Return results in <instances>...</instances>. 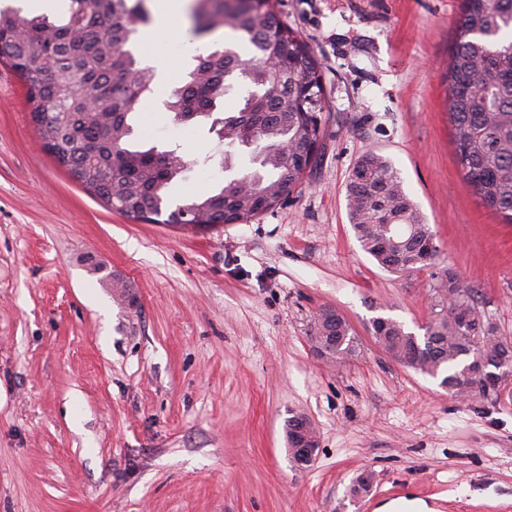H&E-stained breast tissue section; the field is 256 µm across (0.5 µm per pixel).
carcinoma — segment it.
I'll list each match as a JSON object with an SVG mask.
<instances>
[{
	"mask_svg": "<svg viewBox=\"0 0 512 512\" xmlns=\"http://www.w3.org/2000/svg\"><path fill=\"white\" fill-rule=\"evenodd\" d=\"M148 18L143 0H70L64 23L0 8V42L13 48L11 67L30 97L44 102L32 120L47 152L92 197L137 220L155 222L168 206L169 187L199 163L177 148L132 149L138 109L152 92L154 72L140 68L130 45L136 22ZM235 34L222 50L199 52L188 80L165 107L182 125L208 116L223 102L224 171L231 150H250L258 168L231 178L171 210L165 224L210 228L246 223L285 203L321 154L326 109L322 69L306 44L271 10V0H200L188 14V40L220 29ZM245 94L233 95L235 86ZM107 105L87 109L85 96ZM448 114L458 165L485 205L512 224V0H461L448 64ZM352 228L362 247L390 273L437 265L439 248L423 215L405 192L397 169L370 153L355 165L347 186ZM435 288V317L423 343L396 320L371 321L370 332L406 367L448 382L459 396L481 394L460 371L479 357L497 369L512 365L499 336L471 304L470 288L449 269ZM331 336L325 356L346 359L355 337L343 316L321 311L313 341Z\"/></svg>",
	"mask_w": 512,
	"mask_h": 512,
	"instance_id": "carcinoma-1",
	"label": "carcinoma"
}]
</instances>
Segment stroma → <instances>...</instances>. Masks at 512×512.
<instances>
[{
    "mask_svg": "<svg viewBox=\"0 0 512 512\" xmlns=\"http://www.w3.org/2000/svg\"><path fill=\"white\" fill-rule=\"evenodd\" d=\"M321 62L329 110L317 167L246 223L148 224L108 209L46 153L35 104L0 57V512H512V397L459 399L375 341L383 315L421 333L429 270L390 273L352 229L347 185L388 158L443 267L512 337V224L473 194L448 115L460 0H272ZM140 109L154 144L211 154L182 201L222 187L224 146L178 132L165 102L192 68L167 55ZM134 304L117 301L113 280ZM358 339L328 362L324 309ZM318 429L313 461L285 422ZM370 488L354 493L359 477Z\"/></svg>",
    "mask_w": 512,
    "mask_h": 512,
    "instance_id": "35a3bbf8",
    "label": "stroma"
}]
</instances>
